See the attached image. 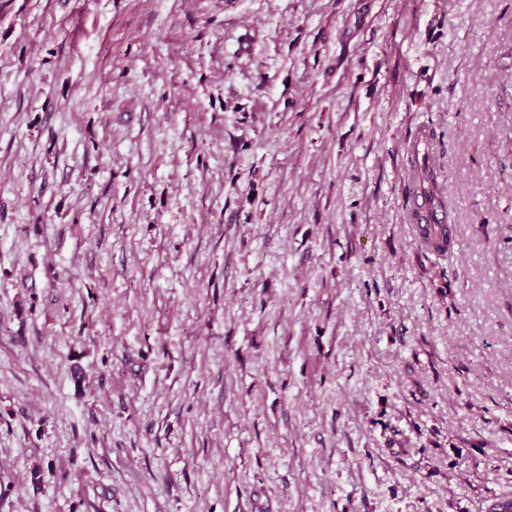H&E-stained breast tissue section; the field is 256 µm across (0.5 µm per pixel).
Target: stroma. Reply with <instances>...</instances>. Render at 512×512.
Returning a JSON list of instances; mask_svg holds the SVG:
<instances>
[{"label":"stroma","mask_w":512,"mask_h":512,"mask_svg":"<svg viewBox=\"0 0 512 512\" xmlns=\"http://www.w3.org/2000/svg\"><path fill=\"white\" fill-rule=\"evenodd\" d=\"M504 494L512 0H0V512Z\"/></svg>","instance_id":"stroma-1"}]
</instances>
